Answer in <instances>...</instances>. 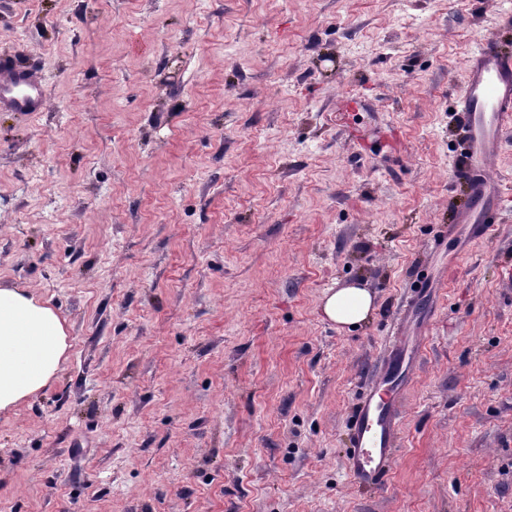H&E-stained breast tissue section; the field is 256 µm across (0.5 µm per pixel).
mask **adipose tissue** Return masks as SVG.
<instances>
[{
  "label": "adipose tissue",
  "instance_id": "ef3b65f1",
  "mask_svg": "<svg viewBox=\"0 0 512 512\" xmlns=\"http://www.w3.org/2000/svg\"><path fill=\"white\" fill-rule=\"evenodd\" d=\"M320 309L337 328L358 325L375 310L358 282L328 289ZM69 344L63 320L48 301L18 288H0V416L13 412L57 376Z\"/></svg>",
  "mask_w": 512,
  "mask_h": 512
}]
</instances>
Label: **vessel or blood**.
Segmentation results:
<instances>
[{"instance_id": "vessel-or-blood-1", "label": "vessel or blood", "mask_w": 512, "mask_h": 512, "mask_svg": "<svg viewBox=\"0 0 512 512\" xmlns=\"http://www.w3.org/2000/svg\"><path fill=\"white\" fill-rule=\"evenodd\" d=\"M46 98L38 72L8 62L0 64V109L41 112ZM459 127L465 144V172L470 201L457 216L471 237H493L499 220L500 190L489 172L491 157L505 130L512 127V55L494 38L480 42L467 61V80L456 101ZM417 353L406 331L393 336L387 356L361 397L351 424L352 446L346 469L362 490H381L398 445L401 415V380L411 372Z\"/></svg>"}]
</instances>
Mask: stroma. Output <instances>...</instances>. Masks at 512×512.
Returning <instances> with one entry per match:
<instances>
[{"label":"stroma","mask_w":512,"mask_h":512,"mask_svg":"<svg viewBox=\"0 0 512 512\" xmlns=\"http://www.w3.org/2000/svg\"><path fill=\"white\" fill-rule=\"evenodd\" d=\"M488 36L512 0H0L47 100L0 109V287L70 343L0 417V512H512V133L493 238L445 233ZM428 279L366 494L351 417ZM354 281L377 310L340 330ZM322 296L320 309L325 320L336 324L338 329L359 325L375 310L374 296L360 282L337 284Z\"/></svg>","instance_id":"stroma-1"}]
</instances>
